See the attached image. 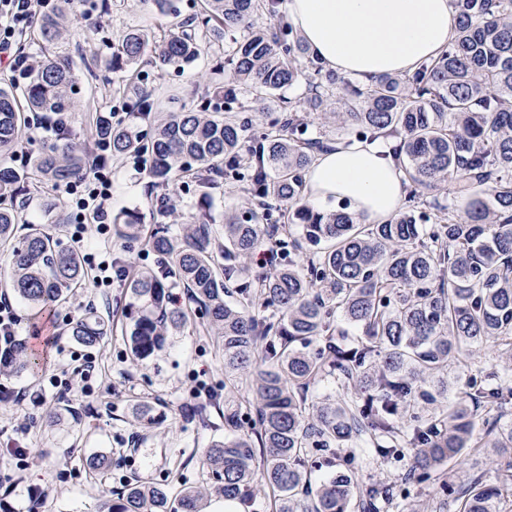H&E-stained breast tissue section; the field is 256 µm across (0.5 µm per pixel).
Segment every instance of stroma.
Wrapping results in <instances>:
<instances>
[{
  "instance_id": "stroma-1",
  "label": "stroma",
  "mask_w": 512,
  "mask_h": 512,
  "mask_svg": "<svg viewBox=\"0 0 512 512\" xmlns=\"http://www.w3.org/2000/svg\"><path fill=\"white\" fill-rule=\"evenodd\" d=\"M166 22L152 0H81L71 15L70 32L56 53L72 60L80 87L82 109L73 114L82 140L94 137L89 113L122 109L104 80L112 68L105 64L108 42L129 28L161 33ZM139 69L159 89V107L165 112L196 108L203 87L212 80L210 59L200 60L182 73L157 74L149 60ZM112 202L109 214L137 212L141 223L171 224L173 230L192 222L201 208L192 185L179 183L170 194L176 214L162 215L159 193L140 169L135 155L111 159ZM59 189L24 197L23 222L45 225L59 232L64 243L73 241V225L56 229L57 217L71 215ZM86 252L104 256L120 253L139 269L159 271L158 257L141 242L120 248L114 234H99L95 223L83 231ZM11 298L17 318V336L42 355L31 375L0 378V512H96L104 492L120 489L132 477L170 482L173 490L210 488L212 472L203 465L205 451L224 437V412L242 403L239 393L224 386V357L217 337L186 327L170 336L165 349L143 364H135L124 334V307L128 301L124 280L108 287L87 283L62 306L32 309L0 286V296ZM102 318L106 334L99 345L86 348L71 336L68 323L85 312ZM40 338H33V330ZM54 337L45 347L44 337ZM149 404L155 419L144 423L136 408ZM211 405L207 417L195 409ZM27 449L26 458L16 449ZM91 455L111 457L112 466L92 474L85 466Z\"/></svg>"
}]
</instances>
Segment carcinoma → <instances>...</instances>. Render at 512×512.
<instances>
[{"label":"carcinoma","mask_w":512,"mask_h":512,"mask_svg":"<svg viewBox=\"0 0 512 512\" xmlns=\"http://www.w3.org/2000/svg\"><path fill=\"white\" fill-rule=\"evenodd\" d=\"M73 2L35 19L43 42L58 41ZM154 2L174 18L167 35L154 44L145 29L125 31L110 44L112 71L148 52L161 71L190 67L215 42L240 34L232 52L215 59L225 80L196 110L154 112L148 84L112 79L128 110L150 122V139L136 123L114 127L104 112L90 118L95 132L111 130L113 156L147 155L163 196L183 178L204 202L221 178L246 183L251 196V206L224 224L202 214L179 236L165 227L144 236L130 213L113 218L117 239L145 237L165 267L162 278L129 272L124 316L133 362L152 359L190 322L169 291L178 286L222 342L226 379L245 387L250 413L224 414L228 434L205 452L218 493L239 503L264 492L275 512H384L403 488L362 491L351 465L315 483L310 450L352 463L368 455L398 462L410 448L401 480L444 493L454 491L449 464L485 451L497 480L473 475L457 512H503L512 424L496 418L512 406V366L489 372L463 358L490 343L512 351V0H454L458 24L448 49L410 75H382L366 87L308 59L288 22L259 25L264 15H280V0H202L184 19L172 0ZM303 59L312 70L308 111H323L336 95L344 99L337 133L398 140L407 198L390 221L362 224L349 212L307 205L305 175L331 139L308 136L297 104L267 114L268 130L258 136L252 119L224 109L243 98L264 113L269 96L304 79ZM80 106L66 58L48 55L19 80L0 82V156L21 147L29 116L54 126L30 174L0 164V254L14 293L32 307L66 302L87 277L78 251L39 225L17 234L14 205L24 193L87 174L98 145L81 141L70 124ZM445 190L450 201L441 205ZM274 205L282 207L281 224L270 223ZM266 240L275 243L276 266L254 276L246 260ZM68 335L93 347L106 330L88 312ZM38 366L39 355L19 339L0 348V376ZM326 383L348 394L321 401L315 391ZM479 412L488 416L481 434ZM203 497L197 489L173 497L165 485L136 480L104 495L98 512H201Z\"/></svg>","instance_id":"1"}]
</instances>
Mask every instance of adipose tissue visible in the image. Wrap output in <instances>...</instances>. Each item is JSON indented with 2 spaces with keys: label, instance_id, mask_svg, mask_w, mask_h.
I'll return each mask as SVG.
<instances>
[{
  "label": "adipose tissue",
  "instance_id": "adipose-tissue-1",
  "mask_svg": "<svg viewBox=\"0 0 512 512\" xmlns=\"http://www.w3.org/2000/svg\"><path fill=\"white\" fill-rule=\"evenodd\" d=\"M286 11L314 60L364 85L437 57L456 28L449 0H286ZM395 146L380 133L332 144L306 175L307 203L321 212L348 206L364 224L394 218L406 194Z\"/></svg>",
  "mask_w": 512,
  "mask_h": 512
}]
</instances>
